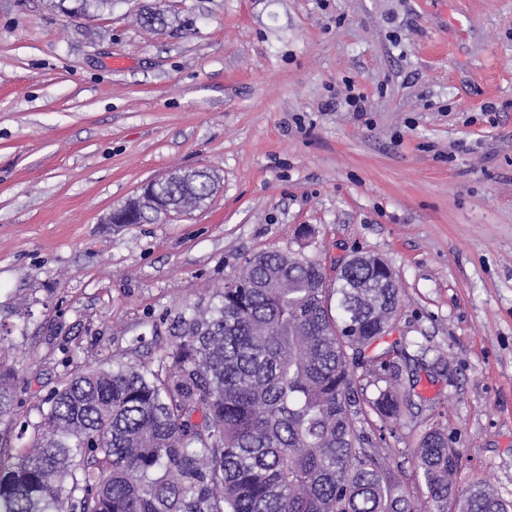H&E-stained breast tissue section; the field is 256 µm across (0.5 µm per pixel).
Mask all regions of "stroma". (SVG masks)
I'll return each instance as SVG.
<instances>
[{"mask_svg": "<svg viewBox=\"0 0 512 512\" xmlns=\"http://www.w3.org/2000/svg\"><path fill=\"white\" fill-rule=\"evenodd\" d=\"M0 0V366L38 422L67 374L155 361L183 303L245 257L383 258L391 340L427 348L387 435L418 494L437 427L460 486L512 501V0ZM367 95L358 116L346 82ZM207 168L190 214L115 227L150 181Z\"/></svg>", "mask_w": 512, "mask_h": 512, "instance_id": "1", "label": "stroma"}]
</instances>
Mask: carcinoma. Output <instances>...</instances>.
Returning a JSON list of instances; mask_svg holds the SVG:
<instances>
[{"label": "carcinoma", "instance_id": "1", "mask_svg": "<svg viewBox=\"0 0 512 512\" xmlns=\"http://www.w3.org/2000/svg\"><path fill=\"white\" fill-rule=\"evenodd\" d=\"M92 1L111 2L55 8ZM166 21L157 6L138 18ZM218 186L208 169L156 180L128 223L195 210ZM216 298L183 307L153 364L77 371L42 400L32 438L0 432V512H417L385 430L413 406L426 363L386 341L390 275L359 261L329 280L316 261L263 251ZM359 368L372 397L355 389ZM12 377L0 368L1 422ZM414 457L432 512H512L484 484L458 488L443 431L425 432Z\"/></svg>", "mask_w": 512, "mask_h": 512}]
</instances>
